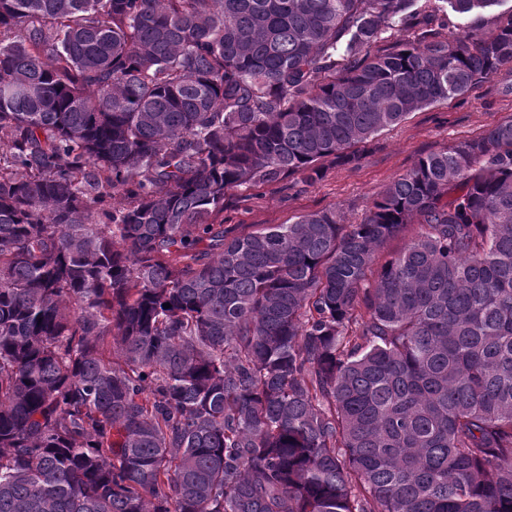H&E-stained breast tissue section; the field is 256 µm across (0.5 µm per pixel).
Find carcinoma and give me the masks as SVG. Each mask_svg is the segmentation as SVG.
Wrapping results in <instances>:
<instances>
[{
  "label": "carcinoma",
  "mask_w": 512,
  "mask_h": 512,
  "mask_svg": "<svg viewBox=\"0 0 512 512\" xmlns=\"http://www.w3.org/2000/svg\"><path fill=\"white\" fill-rule=\"evenodd\" d=\"M500 2L0 0V512H512V117L224 230L512 64L448 33Z\"/></svg>",
  "instance_id": "carcinoma-1"
}]
</instances>
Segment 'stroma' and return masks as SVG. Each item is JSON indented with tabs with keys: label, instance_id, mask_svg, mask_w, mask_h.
Instances as JSON below:
<instances>
[{
	"label": "stroma",
	"instance_id": "35a3bbf8",
	"mask_svg": "<svg viewBox=\"0 0 512 512\" xmlns=\"http://www.w3.org/2000/svg\"><path fill=\"white\" fill-rule=\"evenodd\" d=\"M512 116V65L478 83L461 99L411 113L377 138L378 146L355 164L330 168L312 185H271L247 197L231 193L224 204L225 229L245 233L257 224H290L325 208L342 223H359L371 202L422 155L480 135Z\"/></svg>",
	"mask_w": 512,
	"mask_h": 512
}]
</instances>
